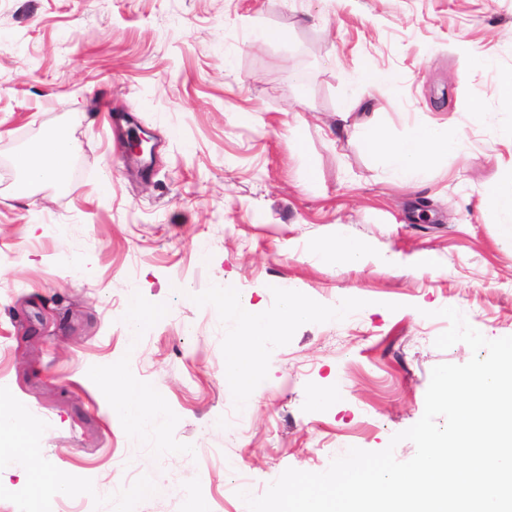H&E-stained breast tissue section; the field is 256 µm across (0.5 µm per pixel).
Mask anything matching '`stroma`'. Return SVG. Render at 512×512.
Listing matches in <instances>:
<instances>
[{"label":"stroma","mask_w":512,"mask_h":512,"mask_svg":"<svg viewBox=\"0 0 512 512\" xmlns=\"http://www.w3.org/2000/svg\"><path fill=\"white\" fill-rule=\"evenodd\" d=\"M510 69L512 0H0V396L74 488L51 512H247L239 491L383 450L422 417L432 369L472 356L435 346L434 307L512 335V241L486 196L512 173ZM103 104L153 134L151 167ZM421 124L464 147L395 178L365 135ZM54 126L77 145L66 185L27 193L13 160ZM340 225L393 262L322 261ZM218 283L266 316L291 290L335 315L268 336L247 399L224 383L237 326ZM134 292L153 312L137 336ZM114 382L168 428L113 418Z\"/></svg>","instance_id":"stroma-1"}]
</instances>
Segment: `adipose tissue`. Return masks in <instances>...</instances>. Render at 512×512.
<instances>
[{"label":"adipose tissue","mask_w":512,"mask_h":512,"mask_svg":"<svg viewBox=\"0 0 512 512\" xmlns=\"http://www.w3.org/2000/svg\"><path fill=\"white\" fill-rule=\"evenodd\" d=\"M369 149H384L388 165L393 174L414 177L421 166L451 151L459 150L461 143L438 126L424 124L416 126L402 141L380 145L375 138H367ZM75 144L66 128L48 129L39 143L21 152L15 166L27 185L38 186L51 183L64 186L70 159ZM319 255L327 262L356 264L359 262L390 263L389 255L370 251L369 247L352 240L343 232H336L332 247L320 250ZM220 299L224 312L239 324V334L230 344L224 359V381L243 392H255L256 377L260 371L261 352L264 339L272 333L285 330L300 318L324 317L328 311L309 295L293 292L286 294L276 316L260 315L255 308L243 303L229 290H221ZM111 410L114 418L134 424H158L166 417L145 397H132L124 391H112ZM20 406L0 398V431L6 437L0 441V458L8 457L14 463L21 481L33 498L40 499L67 492L68 484L59 472L46 467L36 448L37 430L22 421Z\"/></svg>","instance_id":"ef3b65f1"}]
</instances>
